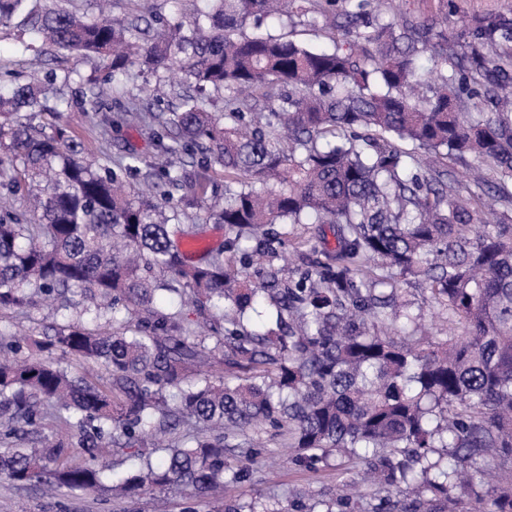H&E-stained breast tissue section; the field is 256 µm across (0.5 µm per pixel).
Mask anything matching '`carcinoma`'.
I'll return each mask as SVG.
<instances>
[{
    "label": "carcinoma",
    "instance_id": "1",
    "mask_svg": "<svg viewBox=\"0 0 512 512\" xmlns=\"http://www.w3.org/2000/svg\"><path fill=\"white\" fill-rule=\"evenodd\" d=\"M189 14L81 13L70 0H0L32 60L107 61L75 96L17 77L0 84V314L38 300L63 318L42 339L0 332V480L72 495L126 498L178 492L196 512L224 498L260 455V433L313 465L334 452L371 451L370 474L417 477L448 512L450 489L503 467L476 512H512V224L481 219L484 197L512 201V16L383 20L370 0H201ZM317 14L332 49L249 35L266 18ZM342 30V39L336 30ZM439 69L421 80L418 60ZM156 77L149 112L162 153L198 152L224 173V250L193 261L183 241L203 225L178 222L184 176L156 162L90 160L62 118L99 84L126 94L133 68ZM224 94V112L209 94ZM477 101L478 112H464ZM410 145L396 148V142ZM492 166L467 195L448 161ZM318 224L320 254L296 281L267 267L286 224ZM334 242H329L327 235ZM409 277L451 311L443 339L396 333L420 316L398 294ZM177 295L199 321L154 306ZM270 299L273 321L245 318ZM31 352L22 354L23 347ZM104 367L107 378L62 360ZM157 461L141 452L147 441ZM452 449L451 467L433 459ZM238 451V466L225 453ZM139 460L108 486L109 453ZM220 512H282L257 500Z\"/></svg>",
    "mask_w": 512,
    "mask_h": 512
}]
</instances>
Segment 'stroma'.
I'll list each match as a JSON object with an SVG mask.
<instances>
[{
	"label": "stroma",
	"mask_w": 512,
	"mask_h": 512,
	"mask_svg": "<svg viewBox=\"0 0 512 512\" xmlns=\"http://www.w3.org/2000/svg\"><path fill=\"white\" fill-rule=\"evenodd\" d=\"M108 107L94 112L90 105H76L64 114L65 122L83 139L89 156L116 158L138 154L144 162H152L157 151V137L143 119L125 112L122 97L112 91L103 96ZM315 235L311 224L288 227V245L274 260L280 278L298 276L313 258L309 242ZM370 466L367 453L345 456L333 454L313 466L296 462L288 449L268 441L266 448L245 481L227 485L224 498L244 502L253 497L296 507L317 494L333 512H373L384 497L411 500L414 489L406 485L373 484L365 481ZM152 499H113L109 492L86 495H45L34 486L15 487L0 483V512H152Z\"/></svg>",
	"instance_id": "1"
}]
</instances>
